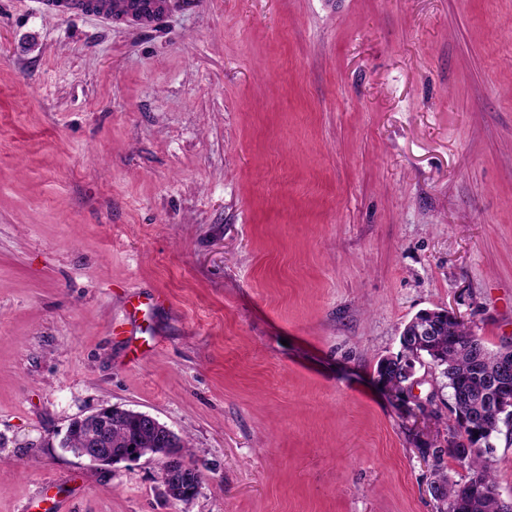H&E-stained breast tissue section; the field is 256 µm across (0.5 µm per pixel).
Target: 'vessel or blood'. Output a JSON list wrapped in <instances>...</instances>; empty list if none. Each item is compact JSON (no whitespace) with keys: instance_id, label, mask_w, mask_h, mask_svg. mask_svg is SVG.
<instances>
[{"instance_id":"vessel-or-blood-1","label":"vessel or blood","mask_w":512,"mask_h":512,"mask_svg":"<svg viewBox=\"0 0 512 512\" xmlns=\"http://www.w3.org/2000/svg\"><path fill=\"white\" fill-rule=\"evenodd\" d=\"M43 8L51 15H83L99 12L119 18L129 16L153 26L164 17L166 0H43Z\"/></svg>"}]
</instances>
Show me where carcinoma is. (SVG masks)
<instances>
[{
	"label": "carcinoma",
	"instance_id": "1",
	"mask_svg": "<svg viewBox=\"0 0 512 512\" xmlns=\"http://www.w3.org/2000/svg\"><path fill=\"white\" fill-rule=\"evenodd\" d=\"M436 328L429 336L415 335L416 325L404 327L397 360H412L428 368L437 379L438 388L431 397V415L441 418L445 407L453 416L454 424L448 427L446 445L429 443L420 453L433 460L437 490L440 500L439 512H512V501L503 498L495 488V481L484 460L487 444L493 434L499 432L502 415L492 405L489 382L499 374L501 358L512 357V348L490 352L482 339L471 328L461 322H450L448 318H435ZM377 374L390 388L399 393L409 392V380L401 371L390 366H377ZM449 391V398L440 397L442 390ZM96 429L90 425H76L70 429L68 447L82 448L93 439ZM466 441L469 453L460 458L451 448ZM170 441L152 429L142 425L133 414L112 418L108 447L127 457L142 458L166 448ZM454 459L469 472L463 483L448 477L444 456Z\"/></svg>",
	"mask_w": 512,
	"mask_h": 512
}]
</instances>
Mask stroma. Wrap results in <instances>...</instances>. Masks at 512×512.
Returning <instances> with one entry per match:
<instances>
[{
    "label": "stroma",
    "mask_w": 512,
    "mask_h": 512,
    "mask_svg": "<svg viewBox=\"0 0 512 512\" xmlns=\"http://www.w3.org/2000/svg\"><path fill=\"white\" fill-rule=\"evenodd\" d=\"M0 0V512H437L377 377L455 312L512 346V0ZM104 405L187 437L61 448ZM61 3V5H59ZM44 11L50 15H85L88 12L107 14L116 19L129 16L148 26L158 24L164 17L165 0H43ZM171 442L164 436L152 429L142 425L139 419L133 414L122 415L112 418L111 436L107 448H115L123 457L136 455L139 459L152 455L156 448H165L159 459L165 461L167 468L164 472L162 482L178 480L184 476L183 471L174 468V461L178 455L168 447ZM135 457L130 456L125 462H135ZM96 435V429L90 425H76L70 429L68 438V448H81L77 451L78 457L84 458L91 465L104 466L117 464L116 457H107L103 455L102 448H83L84 443L93 439Z\"/></svg>",
    "instance_id": "1"
}]
</instances>
